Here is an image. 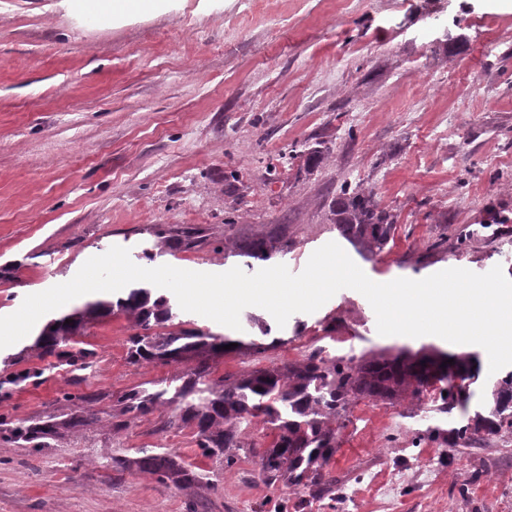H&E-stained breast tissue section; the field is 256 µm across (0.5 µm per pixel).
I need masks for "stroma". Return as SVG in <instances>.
Instances as JSON below:
<instances>
[{
  "label": "stroma",
  "mask_w": 512,
  "mask_h": 512,
  "mask_svg": "<svg viewBox=\"0 0 512 512\" xmlns=\"http://www.w3.org/2000/svg\"><path fill=\"white\" fill-rule=\"evenodd\" d=\"M58 0H0V316L26 295L73 278L118 245L144 268L221 273L239 246L275 237L269 262L301 272L342 242L331 214L346 188L373 191L394 220L380 253L345 251L373 281L422 279L448 268L512 278V0H170L162 12L99 27ZM323 142L318 167L302 151ZM199 229L183 251L168 229ZM154 250V258L143 255ZM201 328L267 351L215 358L213 378L284 366L324 348L348 359L425 346L436 337L382 336L367 299L337 292L285 327L259 307L238 331L195 313ZM132 317L90 327L97 357L86 382L32 337L0 349V416L65 410L64 394H97L98 418L34 452L0 436V512H295L300 488L266 484L262 419L233 463L203 457L193 427L164 430L168 411L112 427V403L171 381L193 360L134 365ZM430 396L352 400L325 467L335 498L305 512H512V428L452 449L429 434L446 422ZM178 455L201 479L173 485L107 457L141 449Z\"/></svg>",
  "instance_id": "35a3bbf8"
}]
</instances>
